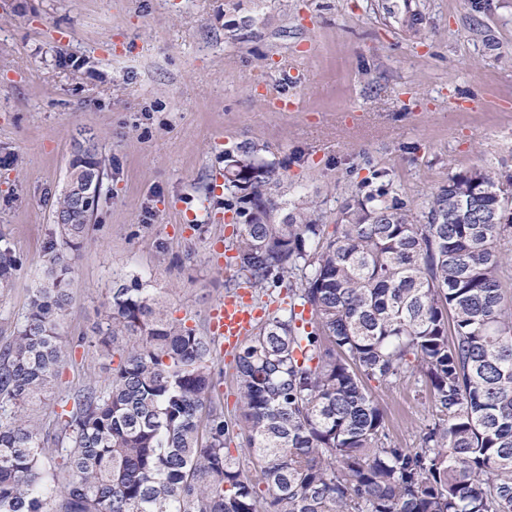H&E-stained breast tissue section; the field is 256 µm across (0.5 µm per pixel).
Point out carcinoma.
Returning <instances> with one entry per match:
<instances>
[{
  "instance_id": "1",
  "label": "carcinoma",
  "mask_w": 512,
  "mask_h": 512,
  "mask_svg": "<svg viewBox=\"0 0 512 512\" xmlns=\"http://www.w3.org/2000/svg\"><path fill=\"white\" fill-rule=\"evenodd\" d=\"M77 152L80 180L101 195L94 137ZM226 162L243 174L224 183L243 220L239 275L256 291L288 284V310L235 353L240 423L210 396L212 340L169 317L137 275L92 326L99 355H120L108 386L84 382L52 424L35 420L60 373L70 274L98 205L72 214L66 191L54 215L74 223L55 225L47 277L0 346V512H512V314L498 248L512 236V175L456 173L419 212L360 188L328 236L310 202L276 220L282 173L256 149ZM20 268L0 237V288ZM416 375L432 421L419 447L400 448L364 379ZM236 428L253 479L225 448Z\"/></svg>"
}]
</instances>
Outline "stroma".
<instances>
[{"instance_id": "stroma-1", "label": "stroma", "mask_w": 512, "mask_h": 512, "mask_svg": "<svg viewBox=\"0 0 512 512\" xmlns=\"http://www.w3.org/2000/svg\"><path fill=\"white\" fill-rule=\"evenodd\" d=\"M274 90L300 108L268 111ZM83 130L107 175L40 419L111 380L77 340L121 279L145 274L172 318L207 332L234 241L215 174L238 147L281 163L279 201L312 198L328 225L379 170L417 207L455 173L512 174V0H0V234L22 259L0 288V343L44 275ZM368 387L390 440L418 447L422 386Z\"/></svg>"}]
</instances>
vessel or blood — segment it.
<instances>
[{
  "label": "vessel or blood",
  "mask_w": 512,
  "mask_h": 512,
  "mask_svg": "<svg viewBox=\"0 0 512 512\" xmlns=\"http://www.w3.org/2000/svg\"><path fill=\"white\" fill-rule=\"evenodd\" d=\"M263 308L251 289L238 287L225 292L210 312V331L222 350L231 354L251 336L262 317Z\"/></svg>",
  "instance_id": "b4317fda"
}]
</instances>
